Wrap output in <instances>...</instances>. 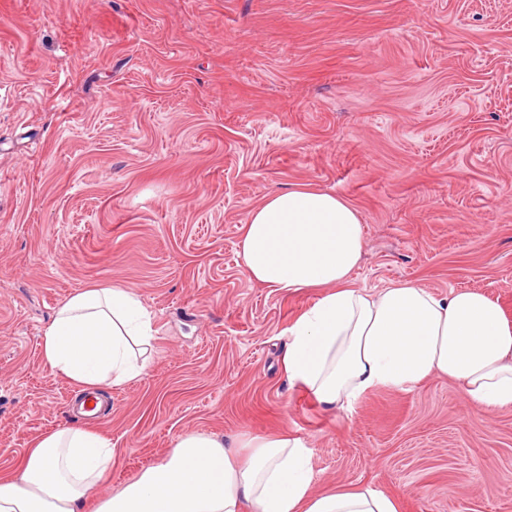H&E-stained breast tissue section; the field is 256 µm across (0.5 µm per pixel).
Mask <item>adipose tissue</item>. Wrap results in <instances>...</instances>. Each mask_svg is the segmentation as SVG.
<instances>
[{
  "label": "adipose tissue",
  "mask_w": 512,
  "mask_h": 512,
  "mask_svg": "<svg viewBox=\"0 0 512 512\" xmlns=\"http://www.w3.org/2000/svg\"><path fill=\"white\" fill-rule=\"evenodd\" d=\"M364 232L336 194L296 185L267 195L241 227L251 281L280 293L319 289L288 328L282 367L324 409L351 410L378 389L410 390L438 375L477 410H512V318L477 290L439 297L407 282L371 294L354 285ZM150 314L126 288L73 294L46 326L42 356L80 390L140 377L152 348ZM246 463L203 433L176 438L164 460L104 499L96 512H398L369 487L312 489L313 450L301 438L253 437ZM112 464V443L68 427L46 433L19 471L0 474V512H80Z\"/></svg>",
  "instance_id": "obj_1"
}]
</instances>
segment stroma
<instances>
[{
  "label": "stroma",
  "instance_id": "35a3bbf8",
  "mask_svg": "<svg viewBox=\"0 0 512 512\" xmlns=\"http://www.w3.org/2000/svg\"><path fill=\"white\" fill-rule=\"evenodd\" d=\"M297 184L359 211L357 287L477 289L512 318V0H0V472L80 426L43 331L116 285L153 352L102 391L112 466L83 512L197 432L301 437L314 490L399 512H512V410L438 376L336 412L289 383L317 293L251 281L237 242Z\"/></svg>",
  "mask_w": 512,
  "mask_h": 512
}]
</instances>
